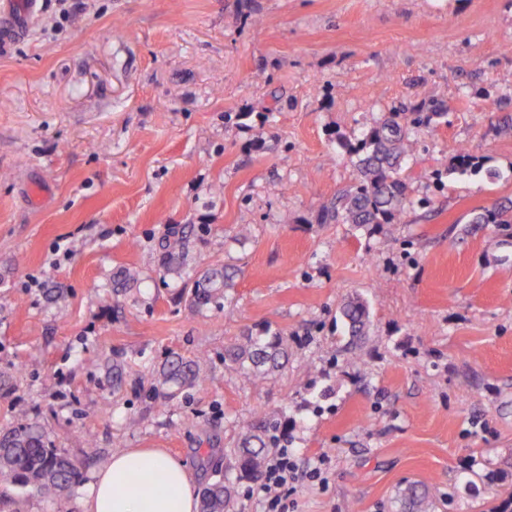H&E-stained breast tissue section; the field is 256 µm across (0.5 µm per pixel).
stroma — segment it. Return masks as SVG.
I'll list each match as a JSON object with an SVG mask.
<instances>
[{
    "mask_svg": "<svg viewBox=\"0 0 512 512\" xmlns=\"http://www.w3.org/2000/svg\"><path fill=\"white\" fill-rule=\"evenodd\" d=\"M85 3L63 20L36 0L27 34L0 43V428L41 422L78 472L50 496L0 485V512H81L117 445L165 449L205 486L258 419L321 465L288 512H404L416 481L433 512H503L512 224L470 218L512 203V0ZM431 99L444 113L405 171L428 206L319 223L357 180L344 140ZM454 144L479 168L453 173ZM216 263L238 271L223 306H190ZM125 267L139 280L113 296ZM352 298L370 317L355 345ZM266 329L288 360L257 385L224 346ZM200 350L203 381L153 388L171 354ZM340 314L350 337L357 338L365 334L369 312L363 301L357 299L345 303L340 309Z\"/></svg>",
    "mask_w": 512,
    "mask_h": 512,
    "instance_id": "stroma-1",
    "label": "stroma"
}]
</instances>
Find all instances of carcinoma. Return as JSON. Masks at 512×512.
<instances>
[{
  "mask_svg": "<svg viewBox=\"0 0 512 512\" xmlns=\"http://www.w3.org/2000/svg\"><path fill=\"white\" fill-rule=\"evenodd\" d=\"M443 114L436 104L395 107L383 114L359 141L350 146L358 156L359 178L321 206V224H399L415 207L402 176L404 159L411 155L416 130ZM508 209L494 207L475 214L472 224H509ZM234 273L222 265L208 266L194 282L191 304L207 307L224 299L233 284ZM350 337L365 334L369 323L366 304L351 300L340 309ZM287 344L283 336H246L224 347V365L238 369L255 381H264L283 367ZM208 366V354L198 351L192 358L176 356L154 375V385L168 387L176 394L183 387L201 380ZM279 439L264 424L249 422L230 450L231 469L236 479L259 476L268 451ZM76 474L73 461L49 443L42 426L21 423L0 431V485L13 484L37 493L65 489ZM236 498V483L216 471L215 479L202 494L199 512H230ZM402 500L411 512H429V496L424 486L409 485Z\"/></svg>",
  "mask_w": 512,
  "mask_h": 512,
  "instance_id": "carcinoma-1",
  "label": "carcinoma"
}]
</instances>
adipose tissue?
<instances>
[{
	"label": "adipose tissue",
	"mask_w": 512,
	"mask_h": 512,
	"mask_svg": "<svg viewBox=\"0 0 512 512\" xmlns=\"http://www.w3.org/2000/svg\"><path fill=\"white\" fill-rule=\"evenodd\" d=\"M197 484L187 467L159 448L112 455L93 476L82 512H198Z\"/></svg>",
	"instance_id": "adipose-tissue-1"
}]
</instances>
